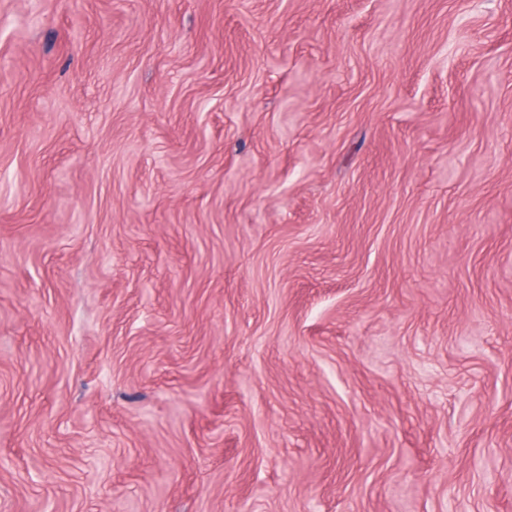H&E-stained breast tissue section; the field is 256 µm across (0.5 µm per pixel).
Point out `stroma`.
I'll return each instance as SVG.
<instances>
[{
	"label": "stroma",
	"instance_id": "stroma-1",
	"mask_svg": "<svg viewBox=\"0 0 512 512\" xmlns=\"http://www.w3.org/2000/svg\"><path fill=\"white\" fill-rule=\"evenodd\" d=\"M512 512V0H0V512Z\"/></svg>",
	"mask_w": 512,
	"mask_h": 512
}]
</instances>
